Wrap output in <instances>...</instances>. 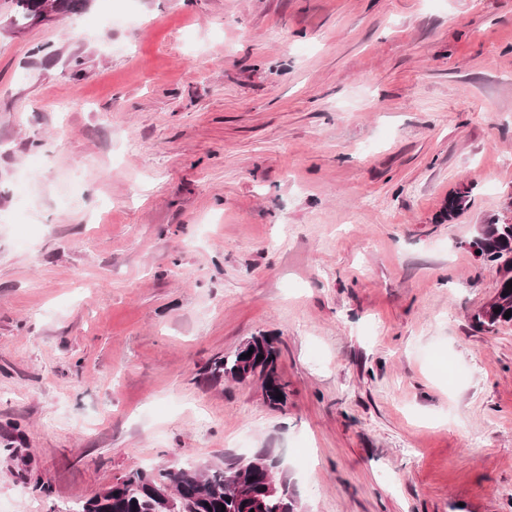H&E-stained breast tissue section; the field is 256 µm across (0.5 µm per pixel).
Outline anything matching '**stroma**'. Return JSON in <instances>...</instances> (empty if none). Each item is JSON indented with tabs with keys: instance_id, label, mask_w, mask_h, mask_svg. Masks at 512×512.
I'll use <instances>...</instances> for the list:
<instances>
[{
	"instance_id": "obj_1",
	"label": "stroma",
	"mask_w": 512,
	"mask_h": 512,
	"mask_svg": "<svg viewBox=\"0 0 512 512\" xmlns=\"http://www.w3.org/2000/svg\"><path fill=\"white\" fill-rule=\"evenodd\" d=\"M465 206L448 213L449 195ZM512 0H92L0 34V512L284 457L303 512H512ZM276 338L284 409L207 363ZM476 237L474 251H481L478 255L488 263H500L499 270L503 271L495 297L473 315L479 329L492 332L498 326L512 324V292L506 288L507 282L512 280V224H483L482 232ZM498 308L501 312L495 314ZM506 311H511L509 318H504Z\"/></svg>"
}]
</instances>
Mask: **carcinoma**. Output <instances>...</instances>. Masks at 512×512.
Masks as SVG:
<instances>
[{
    "label": "carcinoma",
    "instance_id": "1",
    "mask_svg": "<svg viewBox=\"0 0 512 512\" xmlns=\"http://www.w3.org/2000/svg\"><path fill=\"white\" fill-rule=\"evenodd\" d=\"M8 20L18 28L30 26L40 13L43 0H10ZM61 15L85 10L89 0H56ZM473 247L488 263L502 270L495 297L473 315L475 325L488 332L512 324V292L506 288L512 280V224H485ZM501 312H496V309ZM252 352L245 358L243 354ZM263 359H257V356ZM280 349L272 336L259 334L247 339L230 356L213 359L205 375L211 383L230 378L244 383L260 374L264 395L274 408L287 402L288 384L277 372ZM282 398H277V394ZM274 455L260 451L238 457L222 466L201 468L193 464L172 466L154 473L136 469L114 478L112 485L88 499L71 512H169L170 505L158 489L168 487L178 496L177 504L185 512H300L301 504L291 482L273 476Z\"/></svg>",
    "mask_w": 512,
    "mask_h": 512
}]
</instances>
